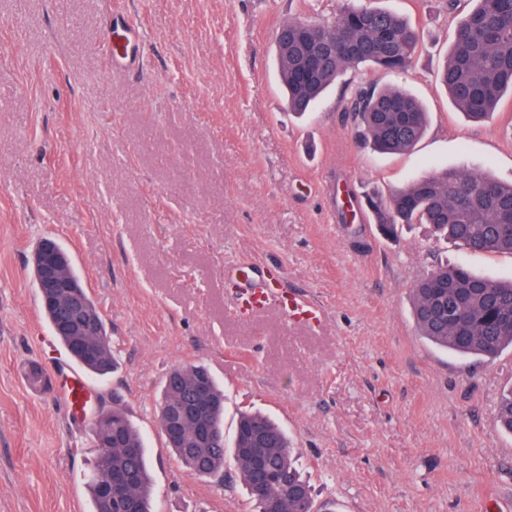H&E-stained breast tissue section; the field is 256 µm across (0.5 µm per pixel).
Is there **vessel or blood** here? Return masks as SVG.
<instances>
[{
    "instance_id": "obj_1",
    "label": "vessel or blood",
    "mask_w": 512,
    "mask_h": 512,
    "mask_svg": "<svg viewBox=\"0 0 512 512\" xmlns=\"http://www.w3.org/2000/svg\"><path fill=\"white\" fill-rule=\"evenodd\" d=\"M104 47L112 66L123 67L134 62L143 48L141 23L129 14L116 17L107 29ZM236 294L241 308L247 311L275 306L289 322L307 325L319 323L322 318L319 308L311 301L287 292L268 273L241 271ZM86 393L84 381L75 376L63 379L55 390L57 399L70 413L81 410Z\"/></svg>"
}]
</instances>
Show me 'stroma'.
<instances>
[{
	"instance_id": "35a3bbf8",
	"label": "stroma",
	"mask_w": 512,
	"mask_h": 512,
	"mask_svg": "<svg viewBox=\"0 0 512 512\" xmlns=\"http://www.w3.org/2000/svg\"><path fill=\"white\" fill-rule=\"evenodd\" d=\"M424 32L404 71L349 69L312 112H289L274 33L332 18L343 0H0V512H90L94 450L82 416L25 371L64 348L43 316L32 256L71 254L116 358L90 395L139 431L155 512H255L232 465L190 475L157 417L173 366H207L239 411L288 433L317 503L337 512H512V434L498 402L512 347L493 360L421 338L411 290L434 265L512 279V255H474L428 225L384 234L355 198L434 170L512 183V95L469 121L438 79L454 37L446 0H366ZM144 50L115 68L113 16ZM398 85L431 114L410 152L360 145L345 117L361 82ZM259 264L319 304L320 325L236 303V269Z\"/></svg>"
}]
</instances>
